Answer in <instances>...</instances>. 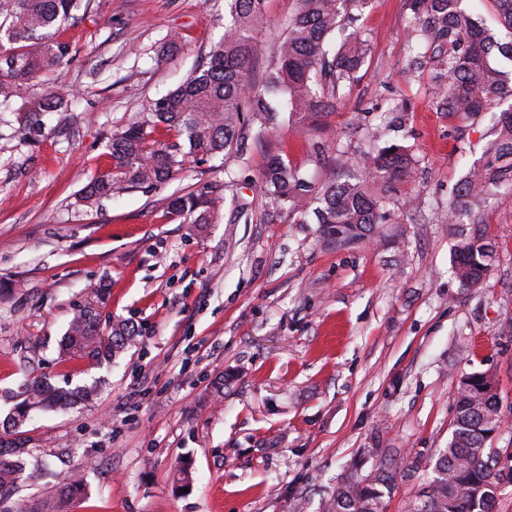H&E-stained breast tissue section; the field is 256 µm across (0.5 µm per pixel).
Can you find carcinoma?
Returning a JSON list of instances; mask_svg holds the SVG:
<instances>
[{
  "label": "carcinoma",
  "mask_w": 512,
  "mask_h": 512,
  "mask_svg": "<svg viewBox=\"0 0 512 512\" xmlns=\"http://www.w3.org/2000/svg\"><path fill=\"white\" fill-rule=\"evenodd\" d=\"M82 0H0V105L17 99L26 108L19 127L28 141L42 131L43 116L68 105L71 93L54 88L40 98L29 95L37 76L71 61L69 44L60 28L77 20ZM298 9L280 37L262 75L249 64L255 52V31L266 20L267 0H224V34L211 45L207 61L175 89L157 99L148 116L112 132L106 148L112 166L95 175L80 197L95 204L120 193L147 191L173 179L188 159L203 161L235 151L243 153L252 135L279 126L284 112L305 117L336 108L344 87L353 82L368 55L364 33L335 40L336 29L360 0H297ZM462 0H409L412 18L407 42L410 74L430 71L429 93L440 111L469 117L489 114L495 138L484 150L448 201L443 223L456 238L454 274L461 287L476 288L496 260L497 245L483 225L479 211L500 195L512 194V105L494 108L512 97V86L493 67L494 53L512 57V41L501 43ZM417 165L408 147L391 143L363 152L361 172L332 167L315 184L301 168L281 154H272L259 173L264 194L296 224L314 215L322 232L339 247L387 236L392 221L385 192L405 181ZM228 184L202 183L169 199L171 213L189 224H211L223 208ZM109 295L102 282L89 289L70 320L61 341L66 355L91 358L113 356L140 335L120 322L103 335L99 308ZM497 383L489 371L464 373L458 393L448 447L439 454L433 477L415 495L408 512H493L497 491L512 484V466L498 465L488 444L501 430ZM71 395L39 376L23 386L21 401L0 422L15 432L35 411L66 407ZM27 441L0 444V497L13 491L24 476ZM391 452L376 460L367 475L351 474L336 489L330 512H384V497L395 476ZM86 492L83 477L71 473L50 485L36 506L18 512H68Z\"/></svg>",
  "instance_id": "cac0c4a2"
}]
</instances>
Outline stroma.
<instances>
[{
    "instance_id": "stroma-1",
    "label": "stroma",
    "mask_w": 512,
    "mask_h": 512,
    "mask_svg": "<svg viewBox=\"0 0 512 512\" xmlns=\"http://www.w3.org/2000/svg\"><path fill=\"white\" fill-rule=\"evenodd\" d=\"M296 9L268 0L253 73ZM353 12L370 52L343 105L313 123L286 118L249 140L246 161L193 162L147 193L79 200L109 162V134L177 87L223 34L224 0H84L62 33L71 62L30 89L67 86L68 107L46 114L32 143L16 136L14 110L0 111V419L33 375L100 389L26 425L51 476L25 480L0 512L77 469L88 493L70 512H328L352 468L369 472L392 448L385 512H406L448 445L459 378L473 371L496 377L503 424L491 445L512 453V195L480 213L498 255L478 288L455 278L457 241L440 222L489 126L437 111L429 74L404 72L406 0H362ZM173 30L184 39L170 47ZM401 103L394 138L418 165L389 193L385 240L336 246L261 195L238 224L227 207L202 228L168 210L175 188L223 181L228 168L257 178L279 152L320 178L312 141L356 161L364 127ZM103 278L101 328L131 322L140 336L110 358L61 357L83 292ZM184 464L186 491L175 483Z\"/></svg>"
}]
</instances>
